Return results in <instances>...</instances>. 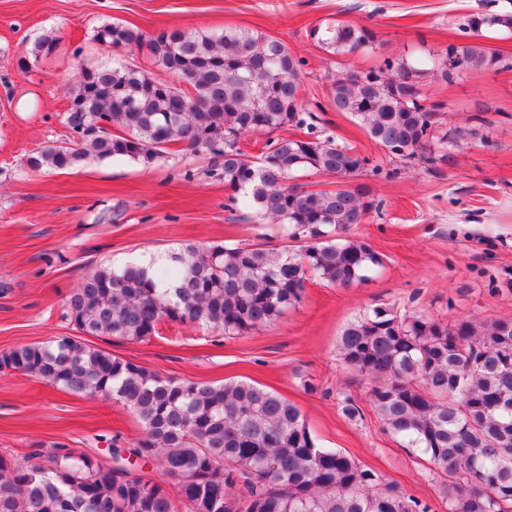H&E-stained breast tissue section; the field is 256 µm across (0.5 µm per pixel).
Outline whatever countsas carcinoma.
Wrapping results in <instances>:
<instances>
[{
	"instance_id": "carcinoma-1",
	"label": "carcinoma",
	"mask_w": 512,
	"mask_h": 512,
	"mask_svg": "<svg viewBox=\"0 0 512 512\" xmlns=\"http://www.w3.org/2000/svg\"><path fill=\"white\" fill-rule=\"evenodd\" d=\"M485 25L512 30V14H472L459 31L473 38ZM313 34L341 54L375 39L371 29L346 22ZM94 40L137 50L183 86L123 63L77 68L64 112L72 139L34 152L31 169L70 170L111 157L149 166L177 151L204 152L207 172L232 191L230 203L243 196L255 217L291 225L303 245L292 254L266 242L188 244L167 255L170 268L96 269L65 301L77 331L144 341L178 322L243 335L301 303L308 276L347 288L383 264L370 245L348 236L382 206L354 178L380 167L355 146L318 134L317 116L300 96L304 61L283 41L245 28L147 35L114 22L98 26ZM58 47L57 36L42 35L20 65ZM498 62L476 44H451L438 69L448 80ZM421 77L408 62L386 59L363 72L360 86L335 78L331 105L391 156L429 161L432 144L456 141L434 132L443 105L427 103ZM288 127L301 135H277ZM253 134L267 136L257 161L238 147ZM297 170L334 176L336 188L299 190L288 184ZM340 353L368 381L386 428L444 474L448 512H512V321L448 326L379 306L347 326ZM6 370L122 402L142 437L128 448L113 438L112 455L158 456L162 479H119L110 463L57 443L22 465L0 455V512H429L401 486L317 447L299 407L260 384L164 377L70 336L0 352ZM169 480L175 495L165 488Z\"/></svg>"
}]
</instances>
